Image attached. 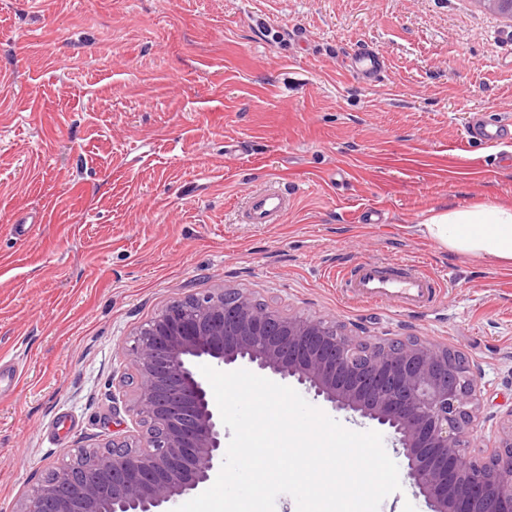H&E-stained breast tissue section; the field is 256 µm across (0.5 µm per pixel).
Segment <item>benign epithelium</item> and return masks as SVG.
I'll use <instances>...</instances> for the list:
<instances>
[{
  "instance_id": "1",
  "label": "benign epithelium",
  "mask_w": 512,
  "mask_h": 512,
  "mask_svg": "<svg viewBox=\"0 0 512 512\" xmlns=\"http://www.w3.org/2000/svg\"><path fill=\"white\" fill-rule=\"evenodd\" d=\"M124 356L140 433L51 470L17 512H168L206 488L224 460V424L202 362L296 382L388 429L430 512H512V409L487 459L467 456L481 444L485 386L459 350L417 337L370 341L222 290L168 304Z\"/></svg>"
}]
</instances>
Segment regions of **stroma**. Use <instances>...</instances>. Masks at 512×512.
Here are the masks:
<instances>
[{
    "mask_svg": "<svg viewBox=\"0 0 512 512\" xmlns=\"http://www.w3.org/2000/svg\"><path fill=\"white\" fill-rule=\"evenodd\" d=\"M370 46L376 84L350 70ZM512 18L482 0H0V512L124 432L122 347L170 301L234 289L370 339L415 336L483 369L486 441L512 408V266L448 251L431 209L512 206ZM276 184L278 224H244ZM380 221L367 224L364 211ZM416 260L432 304L338 277ZM470 140L485 143L512 140V119H501L495 122H485L476 119L467 130ZM288 212V196L275 185L249 193L244 203L241 223L278 224Z\"/></svg>",
    "mask_w": 512,
    "mask_h": 512,
    "instance_id": "obj_1",
    "label": "stroma"
}]
</instances>
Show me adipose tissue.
I'll return each instance as SVG.
<instances>
[{"label":"adipose tissue","mask_w":512,"mask_h":512,"mask_svg":"<svg viewBox=\"0 0 512 512\" xmlns=\"http://www.w3.org/2000/svg\"><path fill=\"white\" fill-rule=\"evenodd\" d=\"M425 233L448 250L512 263V207L492 202L432 209Z\"/></svg>","instance_id":"adipose-tissue-1"}]
</instances>
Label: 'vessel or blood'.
I'll return each instance as SVG.
<instances>
[{
    "instance_id": "b4317fda",
    "label": "vessel or blood",
    "mask_w": 512,
    "mask_h": 512,
    "mask_svg": "<svg viewBox=\"0 0 512 512\" xmlns=\"http://www.w3.org/2000/svg\"><path fill=\"white\" fill-rule=\"evenodd\" d=\"M355 75L365 84L376 82L386 68V60L376 50L366 47L351 61ZM469 139L493 143L512 140V119L495 122L474 121L467 130ZM288 212V197L275 185L249 193L242 211L246 224H278ZM342 286L362 302H389L410 308L433 301L439 285L416 264L361 262L342 279Z\"/></svg>"
}]
</instances>
